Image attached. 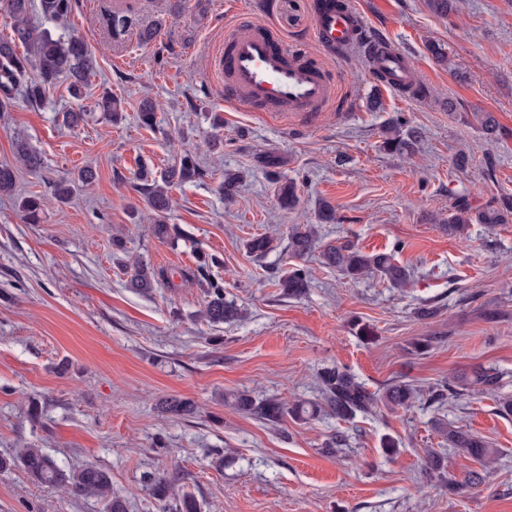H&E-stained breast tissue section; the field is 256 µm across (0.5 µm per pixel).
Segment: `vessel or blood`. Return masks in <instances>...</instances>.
Here are the masks:
<instances>
[{
	"mask_svg": "<svg viewBox=\"0 0 512 512\" xmlns=\"http://www.w3.org/2000/svg\"><path fill=\"white\" fill-rule=\"evenodd\" d=\"M314 38L323 53L319 59L292 48L261 23L228 27L215 65L229 100L252 112L316 116L332 94L327 61L352 54L360 55L390 88L416 94L407 55L371 35L352 0H316Z\"/></svg>",
	"mask_w": 512,
	"mask_h": 512,
	"instance_id": "obj_1",
	"label": "vessel or blood"
}]
</instances>
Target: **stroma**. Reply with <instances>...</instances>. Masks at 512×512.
<instances>
[{"label": "stroma", "instance_id": "1", "mask_svg": "<svg viewBox=\"0 0 512 512\" xmlns=\"http://www.w3.org/2000/svg\"><path fill=\"white\" fill-rule=\"evenodd\" d=\"M354 3L373 31L408 53L425 92L393 91L350 56L332 64L334 95L312 122L234 106L209 61L225 28L245 19L320 56L314 0H73L68 18L52 26L56 35H83L95 70L82 101L63 79L40 105L20 91L0 105V164L14 163L19 139L43 159L39 173L18 169L14 193L0 195V455L30 445L62 465L103 468L128 512H162L146 484L159 474L195 496L201 512H512V415L500 414L492 396L467 391L440 411L420 401L347 422L323 414L277 424L224 402L237 391L317 400L316 373L334 364L372 391L395 379L424 388L455 383L481 364L496 368L502 393L512 395V217L471 224L464 241L444 228L458 199L484 212L512 196V0H457L458 11L447 15L427 0ZM111 9L133 19L117 39L106 27ZM160 18L166 25L157 40L141 44L139 30ZM434 44L457 72L435 61ZM106 92L121 102L119 124L94 108ZM147 96L158 105L152 128L136 119ZM78 107L85 121L64 126L62 111ZM473 112L493 113L497 140L470 120ZM215 114L224 120L218 129ZM396 118L424 133L413 155L381 148V129ZM216 136L224 140L218 155L208 148ZM268 151L282 161L279 174L298 184L294 208L280 207L276 176L258 164ZM184 152L204 173L173 188L168 221L184 235L160 241L139 217L146 204L136 173ZM461 153L471 158L462 170ZM84 167L96 169V183L58 203L52 182ZM228 169L242 175L230 201L218 191ZM29 195L45 202L41 223H25L18 209ZM324 202L336 223L319 224ZM314 223L324 242L347 235L366 252L402 243L398 259L413 271L411 285L353 281L311 257L308 292L281 296L274 279L294 263L288 230ZM263 233L273 236V249L257 259L245 244ZM116 236L131 257L157 268L191 267L199 252L216 256L212 272L244 318L202 321L204 292L191 281L148 296L125 288L112 258ZM426 304L438 313L419 319ZM488 310L499 312L497 322L485 321ZM356 321L374 327L372 341L355 335ZM422 336L435 344L412 353ZM171 396L195 402L196 414L162 415L158 403ZM438 418L499 450L479 488H464L455 457L448 477L456 488L425 479L428 454L448 449ZM337 434L343 446L325 453ZM387 436L399 444L396 457L382 451ZM0 512L105 507L15 468L0 471Z\"/></svg>", "mask_w": 512, "mask_h": 512}]
</instances>
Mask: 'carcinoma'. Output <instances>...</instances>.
<instances>
[{"mask_svg":"<svg viewBox=\"0 0 512 512\" xmlns=\"http://www.w3.org/2000/svg\"><path fill=\"white\" fill-rule=\"evenodd\" d=\"M32 0H5V9L13 19L11 34L0 40V95L9 98L13 92L25 88L31 103L40 104L47 89L66 76L71 79L70 94L79 100L82 89L93 71V59L84 38L77 33L56 37L48 28L33 25L30 20ZM39 11L46 23H58L65 20L72 11V0H39ZM106 23L110 33L119 37L132 24L131 17L123 10L109 11ZM25 49L26 54L18 55L17 48ZM96 106L106 119L119 123L123 115L108 93H103ZM481 129L494 136L499 125L490 112L474 113ZM140 123L152 128L156 124V106L149 98L141 100L138 106ZM422 139V131L417 127L402 129L396 125L385 128L383 147L397 153L413 152ZM16 161L29 171L36 173L41 168V158L25 141L15 145ZM200 170L196 159L185 153L179 160L169 165L159 174L143 168L136 179L141 182L148 210L153 215L152 235L159 240H171L180 236L179 228L165 221V215L171 210L173 199L171 191L188 181L197 178ZM15 171L7 164L0 165V194L11 195L15 190ZM278 196L285 208L296 205L298 195L296 182L287 179L279 184ZM27 223H41L42 198L36 195L25 196L18 202ZM495 224L505 220V216L492 210L472 215L468 202L462 200L448 215V235L462 238L468 225L475 221ZM271 249V240L265 235H256L246 242V251L254 257H262ZM401 244L394 245L390 251L365 253L353 241L346 237L336 243L321 244L318 226L314 224H295L288 236V252L298 260L313 253H319L321 263L334 267L352 280L364 279L372 275L384 277L392 286L405 288L411 282L409 270L396 259ZM122 255L118 264L127 275V286L140 294H148L161 285L171 284L167 270L155 268L127 255L123 240L112 238V256ZM213 258L198 256L195 267L182 271L181 278L193 281L204 288L205 304L201 311L203 318L212 325L232 323L241 317V308L226 297L224 282L212 274ZM276 285L280 293L288 297L304 294L310 287L308 269L294 264L284 274L277 277ZM317 383L321 402H297L285 404L278 400H257L246 393L232 395L238 410L268 422H278L284 415L299 420L312 419L324 412L341 420L357 415L372 413L378 405L389 409H407L422 396L421 390L404 380H393L378 392L369 391L348 369L329 366L317 373ZM462 385L480 394H489L498 398L499 411L512 414V397L499 395L501 377L492 367L477 365L470 375L463 377ZM428 401L443 408L448 404V384L433 386L428 391ZM161 411L173 417L190 416L195 412L192 401L169 397L161 401ZM448 448L463 461H474L486 465L494 459L496 449L489 447L480 436L469 430L448 425L443 430ZM21 468L34 481L63 488L77 496L95 498L104 503L106 512H126L123 501L112 492V480L108 472L100 467L89 465L64 468L45 454L40 448H19L9 456H0V470ZM153 497L160 503L166 502L172 492V482L164 476L151 479Z\"/></svg>","mask_w":512,"mask_h":512,"instance_id":"1","label":"carcinoma"}]
</instances>
